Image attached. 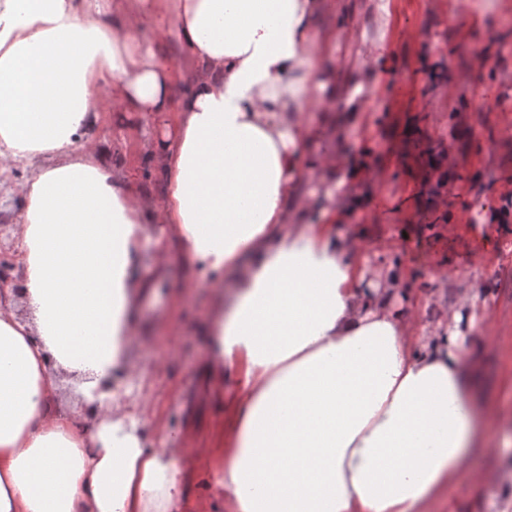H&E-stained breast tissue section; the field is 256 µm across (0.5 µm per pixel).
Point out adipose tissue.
<instances>
[{
	"instance_id": "adipose-tissue-1",
	"label": "adipose tissue",
	"mask_w": 512,
	"mask_h": 512,
	"mask_svg": "<svg viewBox=\"0 0 512 512\" xmlns=\"http://www.w3.org/2000/svg\"><path fill=\"white\" fill-rule=\"evenodd\" d=\"M323 7L0 0V177L31 169L20 283L0 288V512H185L199 467L234 512H422L468 473L484 422L458 323L412 331L398 272L366 284L328 226L288 221ZM166 25L191 65L179 97L145 38ZM115 112L145 126L154 203L104 157L96 132ZM147 242L157 267L177 246L209 275L208 364L240 379L228 447L191 458L162 420L149 448L126 404L93 423L81 404L131 366Z\"/></svg>"
}]
</instances>
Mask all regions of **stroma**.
<instances>
[{
  "instance_id": "1",
  "label": "stroma",
  "mask_w": 512,
  "mask_h": 512,
  "mask_svg": "<svg viewBox=\"0 0 512 512\" xmlns=\"http://www.w3.org/2000/svg\"><path fill=\"white\" fill-rule=\"evenodd\" d=\"M325 0L311 50L317 79L340 92L366 73L367 108L325 111L314 90L304 109L311 136L298 158L297 194L304 206L290 220L321 224L337 207L336 188L353 163L366 165L356 184L362 209L335 222L370 270L395 267L401 290L420 322L441 314L476 319L467 329L462 364L479 376L488 410L486 436L471 471L444 484L427 512H500L512 501V223L494 214L512 199V0ZM105 157L127 175L143 199L162 189L157 176L130 168L142 137L139 119L116 112L103 126ZM338 166L311 173L320 159ZM136 272L156 278L142 301L129 402L182 434L186 450L209 446L230 423L239 391L228 377L215 389L204 380L210 290L204 280L172 263L157 274L150 252ZM483 306L461 309L472 283Z\"/></svg>"
}]
</instances>
